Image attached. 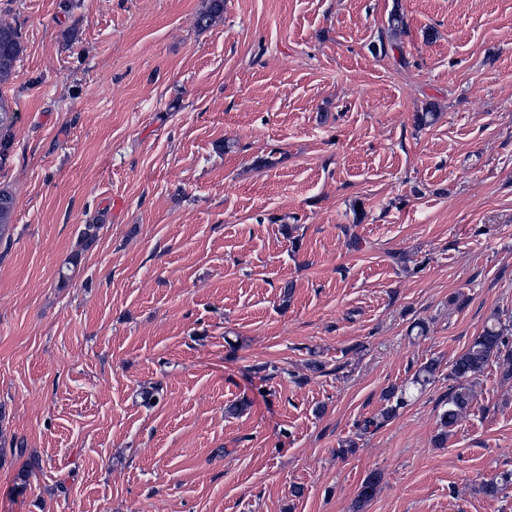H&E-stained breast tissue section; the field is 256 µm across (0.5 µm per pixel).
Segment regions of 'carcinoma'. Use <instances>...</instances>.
Returning a JSON list of instances; mask_svg holds the SVG:
<instances>
[{
	"instance_id": "1",
	"label": "carcinoma",
	"mask_w": 512,
	"mask_h": 512,
	"mask_svg": "<svg viewBox=\"0 0 512 512\" xmlns=\"http://www.w3.org/2000/svg\"><path fill=\"white\" fill-rule=\"evenodd\" d=\"M224 12V0H207L205 7L196 17V25L201 29L210 27ZM21 36L17 29L0 25V84L7 82L15 70L22 54ZM13 115L0 102V158L7 156L11 145ZM14 209L11 193L0 189V235L4 233ZM496 364L502 370L503 378H512V348L509 347V326L497 321L487 326L483 333L473 339L469 347L452 363L448 379L453 385L448 388L447 408L440 414V424L444 428L441 437L468 413L473 405L470 380L483 374L488 366ZM378 479L369 477L361 486L355 507L362 510L374 497Z\"/></svg>"
}]
</instances>
